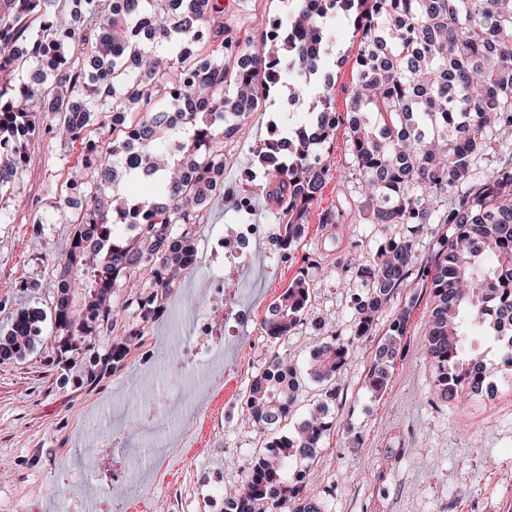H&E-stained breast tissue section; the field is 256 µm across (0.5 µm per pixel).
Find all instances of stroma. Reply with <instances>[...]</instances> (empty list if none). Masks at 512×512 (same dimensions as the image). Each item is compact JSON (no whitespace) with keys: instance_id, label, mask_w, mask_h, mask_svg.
<instances>
[{"instance_id":"obj_1","label":"stroma","mask_w":512,"mask_h":512,"mask_svg":"<svg viewBox=\"0 0 512 512\" xmlns=\"http://www.w3.org/2000/svg\"><path fill=\"white\" fill-rule=\"evenodd\" d=\"M221 5L226 27L254 37L263 32L266 15L287 11L284 0ZM332 26L339 62L331 72L342 113L357 40L346 18L337 17ZM288 96V88H281L240 124L230 139L235 150L224 161L225 185H236L240 167L255 165L266 129L287 111ZM27 154L12 188L0 195V333L22 310L50 309L56 264L74 232L73 212L61 200L84 154L81 143L38 134ZM324 161L332 175L307 215L297 249L281 265L254 262L234 278L236 295L252 306L257 321L224 337L222 385L198 387L194 413L182 416L188 442L178 451L159 449L165 480L156 501L165 512H224L225 489L242 482L245 461L263 453L268 440L267 432L239 416L249 382L276 351L305 371L314 339L334 336L354 347L336 380L335 399H327L324 386L302 380L291 415L278 427L290 432L312 408L327 404L331 429L312 465L311 483L323 512H512V372H501L492 395L440 399L432 364L419 350L432 298L418 281L395 296L371 336L356 338L352 298L363 291L357 271L407 229L364 224L354 214L342 224L323 223V213L353 189L352 181L339 178L354 171L345 127H338ZM307 253L312 262L304 261ZM211 261L206 242L198 241L196 265L168 293L166 308L214 311L199 292L203 267ZM299 276L311 289L302 322L288 338L272 339L260 320ZM411 298L416 305L390 382L376 392L367 382L375 350L395 311ZM174 340L165 319L154 320L110 374L93 379L90 356L60 363L55 328L46 321L30 349L0 364V512H116L119 504L133 502L126 474L142 437L163 430L179 407L169 402L131 423L125 398L144 385L143 370L153 357H169Z\"/></svg>"}]
</instances>
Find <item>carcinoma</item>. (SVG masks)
I'll return each instance as SVG.
<instances>
[{
	"label": "carcinoma",
	"instance_id": "1",
	"mask_svg": "<svg viewBox=\"0 0 512 512\" xmlns=\"http://www.w3.org/2000/svg\"><path fill=\"white\" fill-rule=\"evenodd\" d=\"M49 0H0V194L26 161L25 141L41 129L85 141L81 164L66 185L76 231L57 270L51 318L62 353H96L108 371L125 353L101 355L97 338L120 309L114 289L137 279L135 308L142 335L191 263L202 209L224 189V139L259 110L271 91L288 85L293 99L323 84L304 129L274 148L264 145L267 196L277 209L287 256L330 176L320 149L346 122L355 160L353 204L365 224H446L433 260L418 262L414 237H394L358 271L356 336L412 278L433 297L422 348L435 371L437 395L461 399L512 371V159L483 180L482 154L512 145V0H291L275 39H241L215 21L217 0H64L67 22L54 23ZM345 16L360 34L349 86V110L336 111L327 63L335 43L329 20ZM198 45L188 54L187 42ZM80 55L83 62L71 58ZM112 121V141L85 138L94 117ZM177 172L170 181L166 171ZM146 178L152 198L124 185ZM455 203L439 209L440 198ZM126 219L132 235L115 232ZM85 288L82 303L72 283ZM310 298L302 278L269 305L262 329L281 340L301 323ZM413 305L406 304L377 347L367 379L386 389ZM46 313H18L0 336V362L22 355L41 332ZM495 347L487 358L474 337ZM352 346L334 337L318 344L305 370L327 385ZM287 356L274 353L256 377L241 420L271 430L288 420L301 384ZM321 404L294 430L273 436L244 469L231 498L235 512H321L308 493L311 465L329 424Z\"/></svg>",
	"mask_w": 512,
	"mask_h": 512
}]
</instances>
